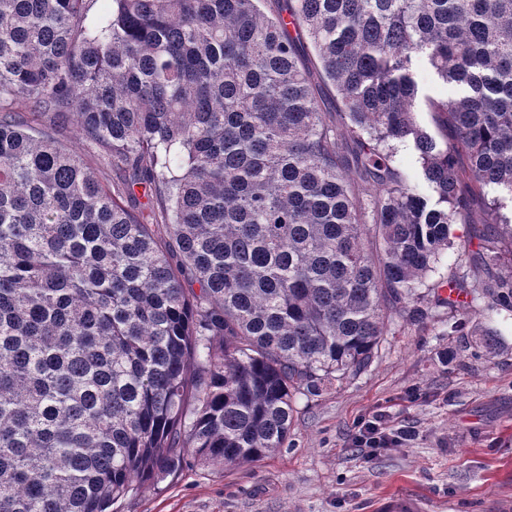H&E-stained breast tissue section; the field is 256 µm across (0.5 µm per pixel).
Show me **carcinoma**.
<instances>
[{"label":"carcinoma","instance_id":"cac0c4a2","mask_svg":"<svg viewBox=\"0 0 512 512\" xmlns=\"http://www.w3.org/2000/svg\"><path fill=\"white\" fill-rule=\"evenodd\" d=\"M93 2L0 0V512H116L190 458L272 454L296 395L433 308L496 352L479 302L512 311V0ZM422 62L458 87L427 99L440 138L415 119ZM483 204L480 200L474 206L472 220L476 224H456L454 226L455 249L448 252V257H445L442 272L446 275L450 271L463 273L466 270L465 262L467 261L468 250H475L477 240L473 239V245H468L469 237L472 235L474 227H481V222L484 218Z\"/></svg>","mask_w":512,"mask_h":512}]
</instances>
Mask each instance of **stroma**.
Segmentation results:
<instances>
[{"instance_id": "1", "label": "stroma", "mask_w": 512, "mask_h": 512, "mask_svg": "<svg viewBox=\"0 0 512 512\" xmlns=\"http://www.w3.org/2000/svg\"><path fill=\"white\" fill-rule=\"evenodd\" d=\"M484 316L499 333L495 354L449 335L443 309L421 326L392 325L368 372L297 396L280 451L143 484L119 512H494L512 502V312ZM378 410L416 438L369 459L352 435Z\"/></svg>"}]
</instances>
